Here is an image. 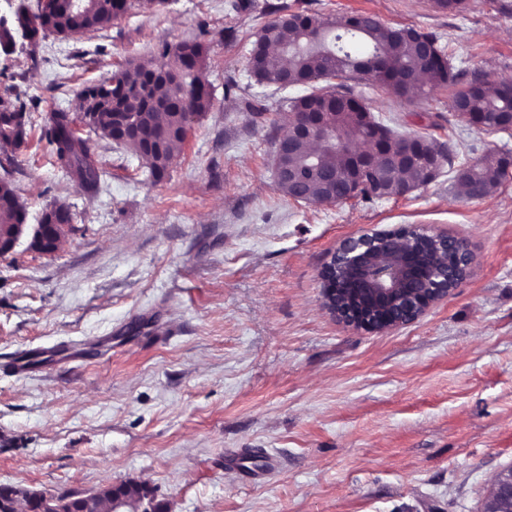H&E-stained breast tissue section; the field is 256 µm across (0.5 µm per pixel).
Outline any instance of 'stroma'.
<instances>
[{"label": "stroma", "instance_id": "obj_1", "mask_svg": "<svg viewBox=\"0 0 512 512\" xmlns=\"http://www.w3.org/2000/svg\"><path fill=\"white\" fill-rule=\"evenodd\" d=\"M131 0L80 37L17 39L0 96L26 104V142L0 144L38 223L69 205L49 254L21 239L0 257V483L85 492L150 484L170 512H482L512 465V173L467 197L441 168L404 196L339 204L277 191L275 130L301 88L248 71L250 36L278 7L365 12L440 36L460 73L512 81V0ZM209 46L212 107L194 117L167 174L146 180L124 143L91 136L96 196L55 164L40 134L80 110L85 86L165 42ZM354 94L401 129L452 140L458 162L512 159V131L461 120L453 89L406 101L368 80ZM261 101L264 119L246 109ZM421 226L465 240L469 275L415 322L372 332L323 307L319 272L345 238Z\"/></svg>", "mask_w": 512, "mask_h": 512}]
</instances>
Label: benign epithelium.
I'll use <instances>...</instances> for the list:
<instances>
[{"label":"benign epithelium","instance_id":"obj_1","mask_svg":"<svg viewBox=\"0 0 512 512\" xmlns=\"http://www.w3.org/2000/svg\"><path fill=\"white\" fill-rule=\"evenodd\" d=\"M114 128L122 140L140 135V121L132 115L116 118ZM302 132L313 138V147L321 150L336 144V130L329 126L324 114H312ZM49 224H20L12 232L8 246L0 243V256L10 253L24 234L29 245L45 253L50 238ZM429 241L426 249L417 247L410 231L397 235L384 233L376 237L360 235L340 242L320 271L324 286L323 306L342 322L372 331H384L416 321L436 301L448 296L464 278L474 261L469 248H462L448 257V240L420 229ZM40 501L39 512H60L56 496L33 494L29 489L15 487V503L7 502L0 512H14L16 504ZM152 494L141 481H126L80 494V508L71 512H99L96 502L107 500L108 512H152ZM488 512H512V466L494 478Z\"/></svg>","mask_w":512,"mask_h":512}]
</instances>
